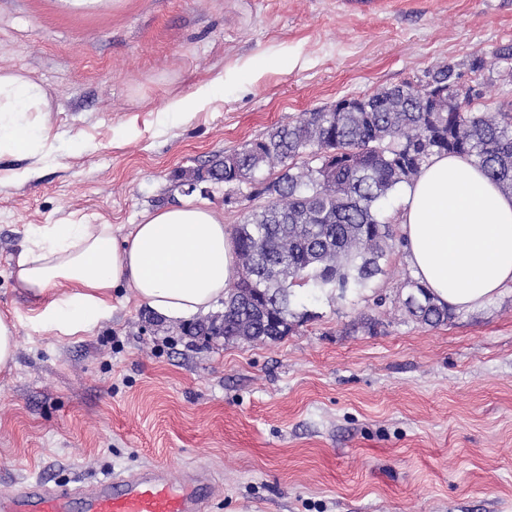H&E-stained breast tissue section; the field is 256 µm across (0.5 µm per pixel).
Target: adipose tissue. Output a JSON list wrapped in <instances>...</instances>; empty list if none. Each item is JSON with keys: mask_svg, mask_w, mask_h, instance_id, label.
<instances>
[{"mask_svg": "<svg viewBox=\"0 0 512 512\" xmlns=\"http://www.w3.org/2000/svg\"><path fill=\"white\" fill-rule=\"evenodd\" d=\"M51 109L42 84L0 69V154L44 151L36 116ZM396 208L412 273L442 302L468 310L512 285V195L467 158L432 156ZM27 236L13 259L15 286L40 300L37 324L62 336L109 318L122 286L179 320L211 310L238 278L222 216L190 197L147 214L120 241L108 224H45Z\"/></svg>", "mask_w": 512, "mask_h": 512, "instance_id": "ef3b65f1", "label": "adipose tissue"}]
</instances>
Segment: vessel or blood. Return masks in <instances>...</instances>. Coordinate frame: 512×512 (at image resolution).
I'll use <instances>...</instances> for the list:
<instances>
[{
  "label": "vessel or blood",
  "mask_w": 512,
  "mask_h": 512,
  "mask_svg": "<svg viewBox=\"0 0 512 512\" xmlns=\"http://www.w3.org/2000/svg\"><path fill=\"white\" fill-rule=\"evenodd\" d=\"M211 492L206 476L173 483L167 465L104 476L86 488L54 491L40 482L0 498V512H203Z\"/></svg>",
  "instance_id": "1"
}]
</instances>
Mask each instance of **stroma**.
<instances>
[{
    "instance_id": "35a3bbf8",
    "label": "stroma",
    "mask_w": 512,
    "mask_h": 512,
    "mask_svg": "<svg viewBox=\"0 0 512 512\" xmlns=\"http://www.w3.org/2000/svg\"><path fill=\"white\" fill-rule=\"evenodd\" d=\"M512 44V0H0V68L44 83L49 153L0 155V312L18 350L0 371V497L87 487L159 461L206 471L205 512H512V287L431 327L404 310L402 236L363 293L297 290L269 344L182 335L133 291L60 336L14 287L25 231L108 224L191 194L226 228L265 204L175 173L299 113L416 81ZM212 94L169 115V101Z\"/></svg>"
}]
</instances>
